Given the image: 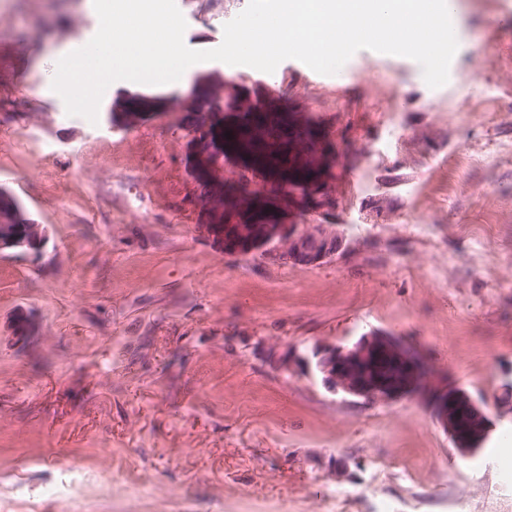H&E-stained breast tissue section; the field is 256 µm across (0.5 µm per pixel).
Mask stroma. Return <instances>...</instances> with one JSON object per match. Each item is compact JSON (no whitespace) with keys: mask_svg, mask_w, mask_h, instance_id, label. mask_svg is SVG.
<instances>
[{"mask_svg":"<svg viewBox=\"0 0 512 512\" xmlns=\"http://www.w3.org/2000/svg\"><path fill=\"white\" fill-rule=\"evenodd\" d=\"M247 4L224 0L220 23L188 18L186 45L219 46ZM454 17L459 47L436 89L402 56L362 59L337 84L232 79L208 61L184 86L114 82L93 123L49 82L98 30L87 0L0 16L13 30L0 37V222L47 234L40 252H0V512H512V415L463 456L429 406L342 400L264 366L256 346L391 332L486 409L512 380V0H456ZM33 92L49 105L23 108ZM239 103L349 126L332 140L323 212L344 253L279 266L225 252L224 178L192 202L187 130ZM30 125L60 152L39 158ZM469 154L481 163L460 165ZM133 186L148 218L124 210ZM382 197L394 211L377 221ZM28 312L37 333L14 336Z\"/></svg>","mask_w":512,"mask_h":512,"instance_id":"1","label":"stroma"}]
</instances>
